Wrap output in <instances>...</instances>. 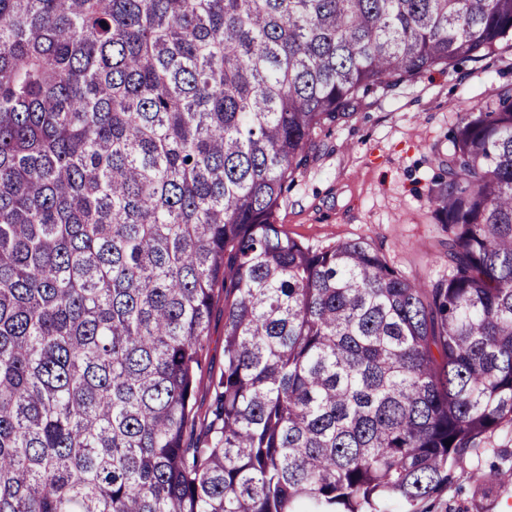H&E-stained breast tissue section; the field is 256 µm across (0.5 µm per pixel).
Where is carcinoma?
I'll list each match as a JSON object with an SVG mask.
<instances>
[{"label":"carcinoma","instance_id":"cac0c4a2","mask_svg":"<svg viewBox=\"0 0 512 512\" xmlns=\"http://www.w3.org/2000/svg\"><path fill=\"white\" fill-rule=\"evenodd\" d=\"M504 41L512 0H0V512H417L512 419V87L437 153L448 276L279 210ZM209 348L205 361L207 374L218 375L224 369V298L220 297L210 323Z\"/></svg>","mask_w":512,"mask_h":512}]
</instances>
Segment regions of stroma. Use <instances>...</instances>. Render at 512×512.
Wrapping results in <instances>:
<instances>
[{
  "label": "stroma",
  "instance_id": "35a3bbf8",
  "mask_svg": "<svg viewBox=\"0 0 512 512\" xmlns=\"http://www.w3.org/2000/svg\"><path fill=\"white\" fill-rule=\"evenodd\" d=\"M507 84L512 46L504 43L481 61L431 71L362 99L290 185L279 213L284 230L315 248L366 241L421 284L447 275V233L429 200L434 149L447 146L463 108L494 98ZM484 445L461 462L470 480L450 481L420 501L418 512H512V423ZM493 468L502 478L492 484L486 475Z\"/></svg>",
  "mask_w": 512,
  "mask_h": 512
}]
</instances>
